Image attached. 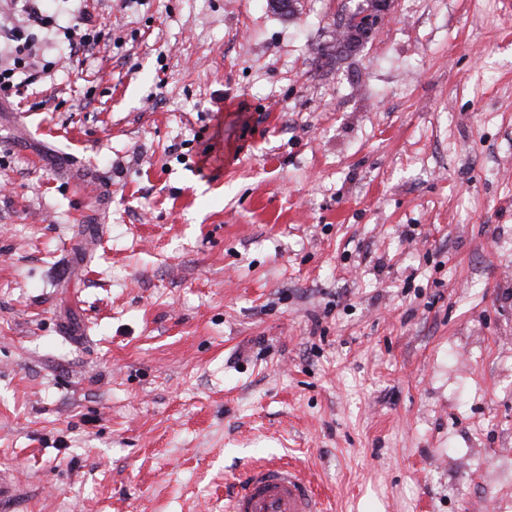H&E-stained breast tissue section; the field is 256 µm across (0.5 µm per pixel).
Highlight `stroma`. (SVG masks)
Instances as JSON below:
<instances>
[{
    "label": "stroma",
    "instance_id": "obj_1",
    "mask_svg": "<svg viewBox=\"0 0 512 512\" xmlns=\"http://www.w3.org/2000/svg\"><path fill=\"white\" fill-rule=\"evenodd\" d=\"M109 36L0 100L16 512H512V0H51ZM366 4V7H361V10L369 9L373 1ZM388 4V8L382 13H370V12H361L358 8L355 9H345L341 20L344 28L353 27V26H361L364 28H368L371 30V34L379 33L384 25L385 14L386 11L389 10L390 2H386ZM313 481L296 464L267 463L251 468L239 489L224 499V512H329Z\"/></svg>",
    "mask_w": 512,
    "mask_h": 512
}]
</instances>
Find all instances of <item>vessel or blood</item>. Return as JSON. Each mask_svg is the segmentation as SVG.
<instances>
[{"label": "vessel or blood", "instance_id": "1", "mask_svg": "<svg viewBox=\"0 0 512 512\" xmlns=\"http://www.w3.org/2000/svg\"><path fill=\"white\" fill-rule=\"evenodd\" d=\"M20 491L14 474L0 470V512H9ZM224 512H329L325 498L296 464L254 466L236 493L224 501Z\"/></svg>", "mask_w": 512, "mask_h": 512}]
</instances>
